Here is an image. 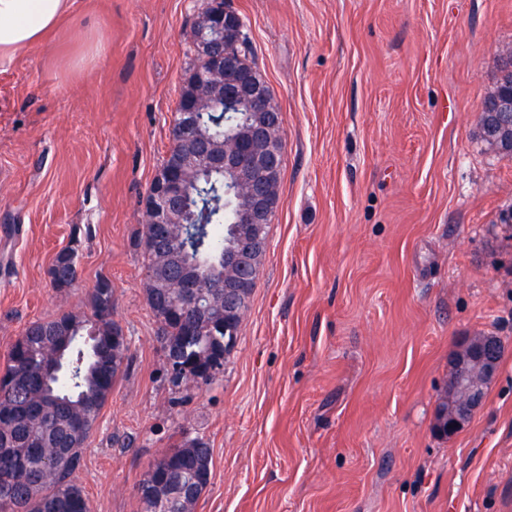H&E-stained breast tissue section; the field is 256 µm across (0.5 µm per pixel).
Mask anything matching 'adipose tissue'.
<instances>
[{
    "instance_id": "1",
    "label": "adipose tissue",
    "mask_w": 512,
    "mask_h": 512,
    "mask_svg": "<svg viewBox=\"0 0 512 512\" xmlns=\"http://www.w3.org/2000/svg\"><path fill=\"white\" fill-rule=\"evenodd\" d=\"M75 0H0V71L19 54L40 44L71 14Z\"/></svg>"
}]
</instances>
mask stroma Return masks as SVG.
<instances>
[{"mask_svg": "<svg viewBox=\"0 0 512 512\" xmlns=\"http://www.w3.org/2000/svg\"><path fill=\"white\" fill-rule=\"evenodd\" d=\"M225 2L284 160L223 370L170 384L137 245L205 0H77L0 72V372L27 323L86 311L105 276L130 359L75 474L91 512H141L153 462L195 437L212 450L196 512H512V156L479 128L512 0ZM95 38L105 56L69 70ZM479 334L501 338L499 372L441 436L448 354ZM75 249L68 248V251L58 253L52 264L49 274L53 288L64 292L74 286L73 257Z\"/></svg>", "mask_w": 512, "mask_h": 512, "instance_id": "1", "label": "stroma"}]
</instances>
